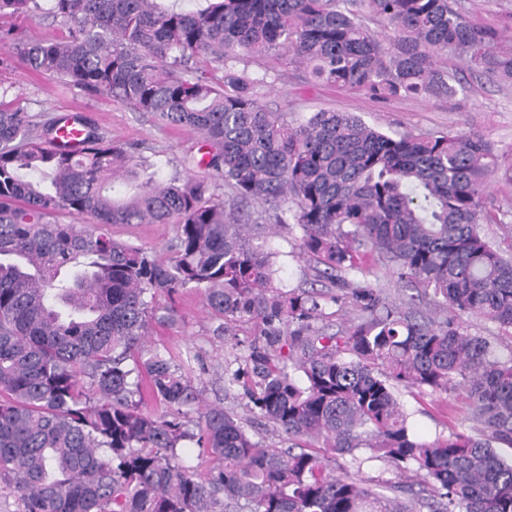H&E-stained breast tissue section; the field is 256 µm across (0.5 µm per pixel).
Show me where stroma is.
<instances>
[{"label":"stroma","instance_id":"stroma-1","mask_svg":"<svg viewBox=\"0 0 512 512\" xmlns=\"http://www.w3.org/2000/svg\"><path fill=\"white\" fill-rule=\"evenodd\" d=\"M460 4L473 22L501 30V49H512V0H460ZM6 30L21 41L38 42L59 36L63 26L43 14L27 13L0 16V31ZM448 67L457 71L462 80L456 96L387 102L375 101L358 90L313 81L307 68L287 54L249 61L247 71L266 77L265 84L257 90L259 104L291 121L330 110L356 113L368 124L389 133L480 134L493 147L499 162L486 181L483 199L487 209L504 216L503 223L486 225L485 232L505 250L512 246V84L489 78L459 58H449ZM0 89L40 121L64 113L90 118L101 133L127 147L135 161L151 164L157 182L207 175L199 164L207 151L201 136L158 126L150 115L133 111L117 100L80 92L60 78L33 74L8 50H0ZM111 232L116 238L164 257L176 239L177 227L117 224ZM298 235V229L283 226L268 241L277 254V283L286 291L320 286L314 261L299 253ZM174 303L178 310L175 321L152 323L148 329L149 346L191 356L194 385L207 406L224 408L268 446L287 447L281 433L251 412L241 388L224 383L225 359L232 356L237 344L245 345L253 339L255 325L239 324L235 335L225 336L217 333L218 322L199 291L184 290ZM401 402L414 432L431 440L455 424L459 414L466 411L469 397L466 389L456 387L434 394L406 391Z\"/></svg>","mask_w":512,"mask_h":512}]
</instances>
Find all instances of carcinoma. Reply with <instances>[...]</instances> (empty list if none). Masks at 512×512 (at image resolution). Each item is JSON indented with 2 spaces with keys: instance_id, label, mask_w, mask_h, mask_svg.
<instances>
[{
  "instance_id": "cac0c4a2",
  "label": "carcinoma",
  "mask_w": 512,
  "mask_h": 512,
  "mask_svg": "<svg viewBox=\"0 0 512 512\" xmlns=\"http://www.w3.org/2000/svg\"><path fill=\"white\" fill-rule=\"evenodd\" d=\"M36 11L65 33L15 47L29 71L199 134L204 166L232 196L148 178L116 197L111 184L141 176L124 146L84 118L83 149L53 151L46 143L68 117L37 126L0 101V481L25 512H512V456L500 453L512 450V349L457 321L479 317L512 339V255L482 233L503 223L481 200L496 154L477 134L393 136L351 112L291 123L259 105L263 79L237 69L284 52L378 101L449 98L445 53L512 82V53L493 51L498 29L469 20L458 0H214L197 12L0 0V15ZM209 57L224 62L220 84L193 75ZM253 201L299 230L300 253L329 287L275 283L271 225L245 209ZM58 212L86 222L50 220ZM114 224L178 233L162 260L113 237ZM366 263L408 283L405 306L356 278ZM188 288L205 296L218 333L258 324L224 376L288 447L254 439L222 408L198 412V433L188 430L191 358L142 346ZM336 289L364 317L335 331L316 322ZM428 304L449 315L429 316ZM454 386L469 392L460 427L416 436L397 389ZM194 437L212 459L203 477L175 461ZM318 448L355 462L368 449L421 481L390 497L331 475Z\"/></svg>"
}]
</instances>
